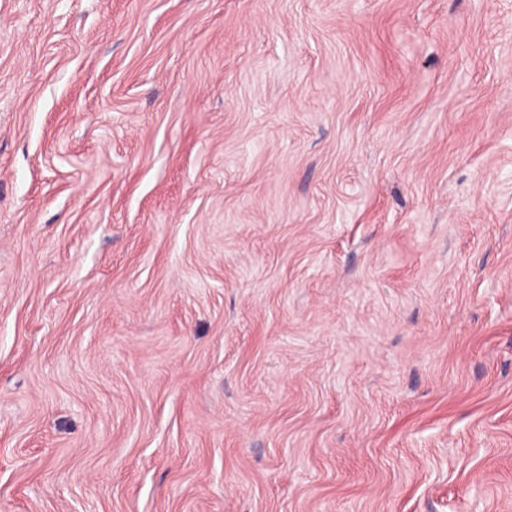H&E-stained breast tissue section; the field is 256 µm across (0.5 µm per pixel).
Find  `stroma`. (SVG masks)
<instances>
[{"instance_id": "stroma-1", "label": "stroma", "mask_w": 512, "mask_h": 512, "mask_svg": "<svg viewBox=\"0 0 512 512\" xmlns=\"http://www.w3.org/2000/svg\"><path fill=\"white\" fill-rule=\"evenodd\" d=\"M0 512H512V0H0Z\"/></svg>"}]
</instances>
